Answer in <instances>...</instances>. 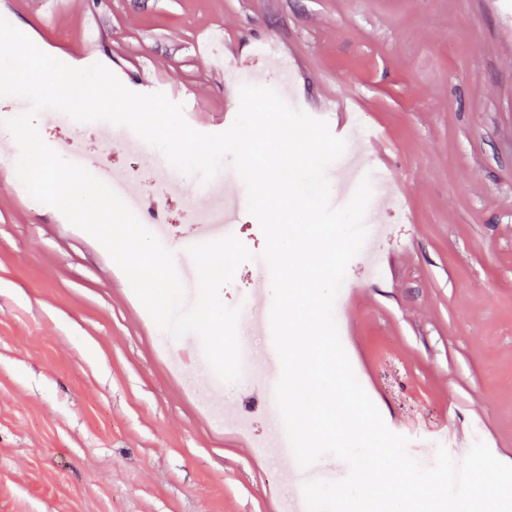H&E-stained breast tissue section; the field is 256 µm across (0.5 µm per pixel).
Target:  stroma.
<instances>
[{
	"label": "stroma",
	"mask_w": 512,
	"mask_h": 512,
	"mask_svg": "<svg viewBox=\"0 0 512 512\" xmlns=\"http://www.w3.org/2000/svg\"><path fill=\"white\" fill-rule=\"evenodd\" d=\"M50 2L6 0L0 15L63 62L95 30V61L139 93L148 74L182 89L200 132L224 131L243 83L311 115L333 99L361 115L370 132L344 139L396 204L372 196L386 235L347 270L353 370L386 425L424 422L422 464L448 425L512 464V0ZM263 43L299 63L293 82ZM129 133L113 127L109 151L93 123L41 137L119 168ZM196 187L186 177L165 203L179 268ZM180 352L96 239L0 173V512H276L297 462L254 445L278 427L215 423L171 368Z\"/></svg>",
	"instance_id": "35a3bbf8"
}]
</instances>
